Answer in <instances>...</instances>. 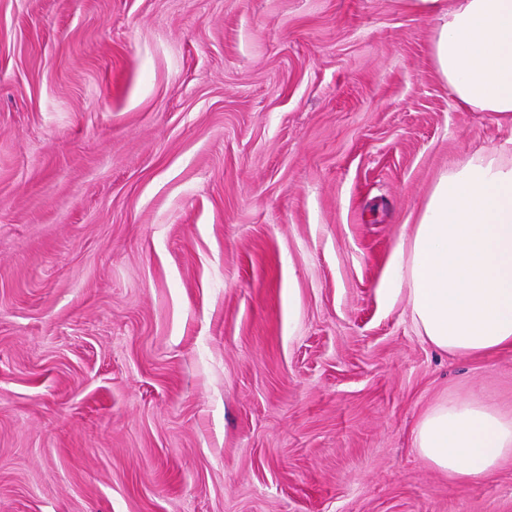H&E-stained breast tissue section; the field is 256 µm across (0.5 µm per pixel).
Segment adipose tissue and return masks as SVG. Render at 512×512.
<instances>
[{
    "instance_id": "adipose-tissue-1",
    "label": "adipose tissue",
    "mask_w": 512,
    "mask_h": 512,
    "mask_svg": "<svg viewBox=\"0 0 512 512\" xmlns=\"http://www.w3.org/2000/svg\"><path fill=\"white\" fill-rule=\"evenodd\" d=\"M434 19L432 59L462 108L512 121V0H409ZM422 341L454 354L512 349V159L493 148L437 180L392 272ZM433 468L475 484L512 458V413L440 401L413 430Z\"/></svg>"
}]
</instances>
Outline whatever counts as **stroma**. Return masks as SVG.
<instances>
[{"label":"stroma","instance_id":"stroma-1","mask_svg":"<svg viewBox=\"0 0 512 512\" xmlns=\"http://www.w3.org/2000/svg\"><path fill=\"white\" fill-rule=\"evenodd\" d=\"M408 0H0V512H512L441 398L512 411L384 283L455 104ZM419 455L448 477L475 484L512 458V412L475 400H443L413 430Z\"/></svg>","mask_w":512,"mask_h":512}]
</instances>
